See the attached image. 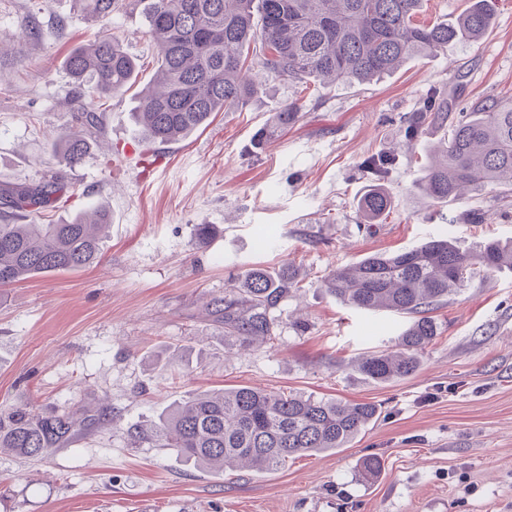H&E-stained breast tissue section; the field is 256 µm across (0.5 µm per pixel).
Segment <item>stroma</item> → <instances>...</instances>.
<instances>
[{"label":"stroma","mask_w":512,"mask_h":512,"mask_svg":"<svg viewBox=\"0 0 512 512\" xmlns=\"http://www.w3.org/2000/svg\"><path fill=\"white\" fill-rule=\"evenodd\" d=\"M27 24L40 37L24 44ZM109 31L136 57V82L106 101L104 143L70 171L67 205L43 216L59 223L108 204L103 257L0 289V410L104 401L112 422L46 459L0 454V512H512V270L479 273L436 305L419 370L388 383L357 364L387 350L405 316L350 307L323 286L337 269L443 235L463 250L512 240V188L434 203L418 184L442 134L403 136L430 86L451 87L460 107L512 96V0H493L479 42L364 85L272 79L250 105L172 144L142 143L133 118L157 70L140 9L113 15ZM100 34L74 0H0V180L57 169L55 135L75 112L66 58ZM294 100L297 123L257 145ZM380 152L397 157L384 180L393 206L370 226L356 200L371 183L363 162ZM285 262L304 277L273 345L242 347L207 303L230 277ZM240 385L373 402L382 414L347 447L264 473H208L171 449L130 447L131 425ZM369 457L384 464L373 478Z\"/></svg>","instance_id":"stroma-1"}]
</instances>
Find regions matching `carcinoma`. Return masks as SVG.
<instances>
[{
	"mask_svg": "<svg viewBox=\"0 0 512 512\" xmlns=\"http://www.w3.org/2000/svg\"><path fill=\"white\" fill-rule=\"evenodd\" d=\"M87 20L107 28L126 0H79ZM455 20L420 25L422 0H134L143 6L147 34L157 52V75L139 97L135 113L148 141H180L206 126L216 112L248 105L264 90L262 79L288 78L324 87L363 84L403 63L451 44L477 43L492 24L490 0H470ZM66 66L78 88L76 125L58 136L62 170L32 183L0 184V288L39 274L90 267L101 257L100 231L112 223L98 204L59 224H18L64 206L71 189L66 169L78 166L91 141L105 133L99 102L131 86L136 58L105 34L75 48ZM453 93L430 87L404 128L413 141L423 126L447 132L441 160L419 188L436 203L468 192L512 187V98L488 97L468 112H453ZM302 106L286 104L262 129L293 126ZM395 165L390 154L369 156L364 167L376 183L357 199L358 213L376 224L392 198L383 185ZM512 268V244H479L463 251L447 239H432L390 256L374 255L327 275L324 286L342 303L409 316L392 349L361 359L366 377L389 382L412 376L437 336L430 308L462 290L480 271ZM292 266L253 268L228 284L211 303L224 332L240 345L275 340L274 312L299 288ZM380 415L371 402L342 403L313 395L279 393L249 386L198 394L130 431L135 448H170L209 472L242 464L257 472L279 470L288 458L346 447ZM78 411L43 415L22 405L0 414V453L46 458L102 421Z\"/></svg>",
	"mask_w": 512,
	"mask_h": 512,
	"instance_id": "obj_1",
	"label": "carcinoma"
}]
</instances>
